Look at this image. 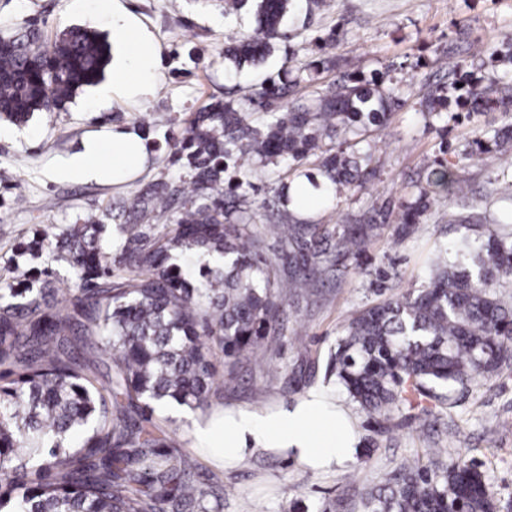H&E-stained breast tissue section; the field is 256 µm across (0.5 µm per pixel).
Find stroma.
Segmentation results:
<instances>
[{"mask_svg":"<svg viewBox=\"0 0 512 512\" xmlns=\"http://www.w3.org/2000/svg\"><path fill=\"white\" fill-rule=\"evenodd\" d=\"M101 0H0V33L23 22L41 28L53 40L65 28L80 26L111 34L112 15ZM154 37L160 47L159 81L147 102L100 101L96 87L78 91L64 110L37 113L26 125L0 121V276L6 275L11 247L34 230L52 224H92L104 220L112 206L141 184L164 177L163 154L151 151L140 172L119 183L59 179L52 168L58 157L79 151L83 140L103 129L132 130L141 114L170 121L181 134L183 120L215 99L226 82L249 94L257 79L276 74L285 54L302 62L315 55L311 36L335 33L336 68L324 73L371 79L382 65L404 64L406 104L372 142L375 174L354 195L326 205L331 221L386 200L399 203L407 184L421 182L439 160L458 161L468 148L475 123L500 126V112L469 116L459 108L448 115V128L428 126L415 104L434 89L440 74L434 62L449 47L471 41L492 46L512 36V0H323L310 19L309 32L278 45L258 68L235 77L224 70V46L252 27L250 16L235 22L224 17V0H118ZM467 202L476 209L504 208L496 190L512 178V154L500 164L460 166ZM462 204L432 203L413 233L403 237L396 223L371 241L360 262L331 272L300 305H285L283 330L275 340L255 347L246 360L229 365L215 361L218 390L214 409L260 413L276 411L313 389L324 390L347 406L361 434L356 463L319 473L285 458L258 452L237 466L212 467L193 452L186 420L157 415L160 435L187 454L201 481L213 487L222 512H292L301 501L306 512H364L362 494L378 486L405 459L437 450L442 460L464 455L485 472L495 499L512 504V365L488 381L457 392L454 408L436 399L426 413L403 411L388 419H369L330 376V353L344 322L356 311L392 293L419 288L423 262L442 230Z\"/></svg>","mask_w":512,"mask_h":512,"instance_id":"obj_1","label":"stroma"}]
</instances>
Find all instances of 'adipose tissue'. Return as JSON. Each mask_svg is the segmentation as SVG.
Instances as JSON below:
<instances>
[{
	"label": "adipose tissue",
	"instance_id": "ef3b65f1",
	"mask_svg": "<svg viewBox=\"0 0 512 512\" xmlns=\"http://www.w3.org/2000/svg\"><path fill=\"white\" fill-rule=\"evenodd\" d=\"M112 41L129 51L113 73V97L148 100L158 81V46L118 10L112 13ZM146 153L139 133L115 130L87 139L80 151L57 160L54 172L62 178L123 179L141 169ZM192 427L198 449L218 467L272 450L312 469L332 470L353 464L360 444L347 411L321 391L272 414L224 410L193 419Z\"/></svg>",
	"mask_w": 512,
	"mask_h": 512
}]
</instances>
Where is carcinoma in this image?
<instances>
[{"instance_id": "1", "label": "carcinoma", "mask_w": 512, "mask_h": 512, "mask_svg": "<svg viewBox=\"0 0 512 512\" xmlns=\"http://www.w3.org/2000/svg\"><path fill=\"white\" fill-rule=\"evenodd\" d=\"M300 0H224V18L242 13L255 29L224 48L233 71L256 67L275 40L291 38ZM319 55L303 67L191 113L178 139L164 132L165 161L179 172L147 184L112 208L121 242L105 224L37 230L15 247L0 282V512H219L189 460L156 434L153 414L170 405L204 409L215 383L214 352L238 359L280 335L281 305L308 296L331 266L359 259L393 209L384 201L327 224L289 209L290 191L308 183L322 204L366 182V138L388 127L404 79L386 68L368 82L323 81L336 65V38H315ZM506 64L472 78L451 55V77L417 102L448 123V89L468 111L512 112V38L478 51ZM111 61L102 33L70 27L48 43L27 24L0 34V118L25 123L57 112L100 82ZM306 81L312 90L298 94ZM512 150V125L478 128L468 158L488 165ZM280 179L273 208L248 206L254 180ZM464 198L455 165L431 169L405 194L397 223L406 235L431 196ZM150 219L145 224L143 220ZM461 226L498 224L485 239L462 237L448 259L437 240L420 288L356 311L331 354L336 383L371 420L413 408L512 363V307L497 289L512 281V217L457 218ZM274 240L273 254L264 246ZM72 271L61 288L42 259ZM288 270L282 277L279 272ZM96 357L112 359L102 380L80 358L75 335ZM366 512H498L484 473L459 459L431 468L403 461L367 493Z\"/></svg>"}]
</instances>
